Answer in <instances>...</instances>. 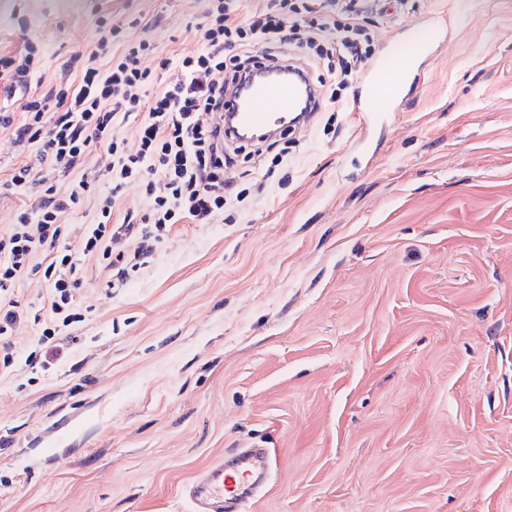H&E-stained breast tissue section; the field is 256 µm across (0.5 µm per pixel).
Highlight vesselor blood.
<instances>
[{"label":"vessel or blood","instance_id":"obj_1","mask_svg":"<svg viewBox=\"0 0 512 512\" xmlns=\"http://www.w3.org/2000/svg\"><path fill=\"white\" fill-rule=\"evenodd\" d=\"M435 43L419 45L404 57H385L375 61L362 75L364 93L353 101L354 111L372 116L375 99L383 95L399 111L407 89L418 88L422 68L434 54L435 44L445 43L448 35L447 16L435 17ZM319 96L303 69L285 58L268 67L266 76L249 86L231 85L224 90L225 113L216 120L224 129L226 141L237 142V129L252 127L272 133L287 128L288 115L301 111L306 102ZM269 470V453L264 448H245L232 460L213 464L207 474L194 483L188 495L193 512H243L258 481Z\"/></svg>","mask_w":512,"mask_h":512}]
</instances>
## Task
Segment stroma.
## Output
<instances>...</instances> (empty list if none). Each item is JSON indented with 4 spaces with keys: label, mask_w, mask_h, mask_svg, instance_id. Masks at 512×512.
I'll list each match as a JSON object with an SVG mask.
<instances>
[{
    "label": "stroma",
    "mask_w": 512,
    "mask_h": 512,
    "mask_svg": "<svg viewBox=\"0 0 512 512\" xmlns=\"http://www.w3.org/2000/svg\"><path fill=\"white\" fill-rule=\"evenodd\" d=\"M202 7L0 0V51L39 47L41 95L99 16H139L153 71L202 49ZM438 14L450 39L401 112L361 119L350 82L273 177L270 156L239 162L259 195L174 225L124 283L86 262L83 319L51 341L48 282L16 283L0 512H189L196 478L259 442L246 512H512V0H386L359 22L379 57ZM72 179L0 130V232Z\"/></svg>",
    "instance_id": "obj_1"
}]
</instances>
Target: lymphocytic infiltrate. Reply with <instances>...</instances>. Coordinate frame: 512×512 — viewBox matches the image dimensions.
<instances>
[{"instance_id":"f902f5d3","label":"lymphocytic infiltrate","mask_w":512,"mask_h":512,"mask_svg":"<svg viewBox=\"0 0 512 512\" xmlns=\"http://www.w3.org/2000/svg\"><path fill=\"white\" fill-rule=\"evenodd\" d=\"M365 0H261L248 20L234 15L232 0H205L198 25L204 47L198 54L164 58L160 70L178 75L159 92H151L154 77L142 68L151 44L132 38L125 22L98 18L88 50L72 55L64 69L74 80H62L52 96L54 105L33 98L28 83L40 56L34 43L24 54L0 53V128L12 129L17 141L37 144L42 156L61 169L81 165L93 147L113 157V193L132 184L144 186L154 198L152 211L141 219L125 215L112 221L111 196L101 198L98 217L88 232L70 241L61 218L80 205L90 192L80 180L65 194L47 186L38 200V216L21 213L16 224L0 233V337L9 335L19 313L6 291L27 272L42 271L52 289V313L73 311V292L82 284L84 264L106 262L112 279L126 281L131 271L151 256L170 228L189 219L204 224L228 201L243 202L248 189H237L227 178L245 145L225 147L211 120L224 108L226 85L243 81L258 66L276 61L283 45L304 49L305 66L319 84L324 102L336 103L348 87L349 76L372 54V36L359 24ZM21 102L22 122H15L9 102ZM147 112L136 145L115 133L121 112ZM136 236L141 249L127 256V237ZM51 253L47 265L39 254Z\"/></svg>"}]
</instances>
